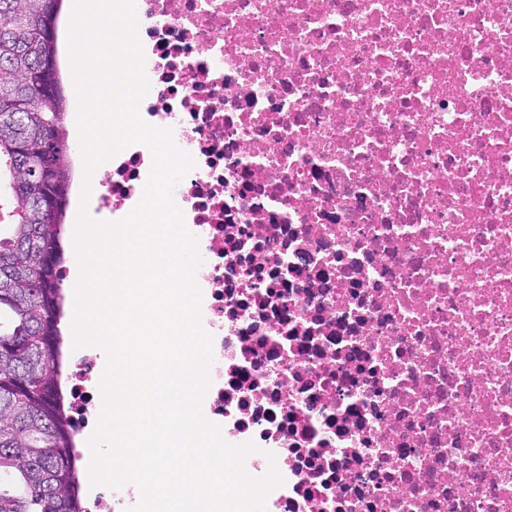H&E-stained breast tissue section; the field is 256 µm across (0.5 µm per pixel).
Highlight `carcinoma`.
Listing matches in <instances>:
<instances>
[{
  "label": "carcinoma",
  "mask_w": 512,
  "mask_h": 512,
  "mask_svg": "<svg viewBox=\"0 0 512 512\" xmlns=\"http://www.w3.org/2000/svg\"><path fill=\"white\" fill-rule=\"evenodd\" d=\"M57 23L43 0H0V115L16 114L0 122V190L43 201L28 223L0 226V512H82L58 380L72 145L59 69L46 68L58 61ZM42 138L38 165L20 167V149Z\"/></svg>",
  "instance_id": "cac0c4a2"
}]
</instances>
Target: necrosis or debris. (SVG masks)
<instances>
[{"mask_svg": "<svg viewBox=\"0 0 512 512\" xmlns=\"http://www.w3.org/2000/svg\"><path fill=\"white\" fill-rule=\"evenodd\" d=\"M135 5L139 114L193 161L206 417L275 455L265 512H512V0ZM152 164L111 158L113 219Z\"/></svg>", "mask_w": 512, "mask_h": 512, "instance_id": "1", "label": "necrosis or debris"}]
</instances>
